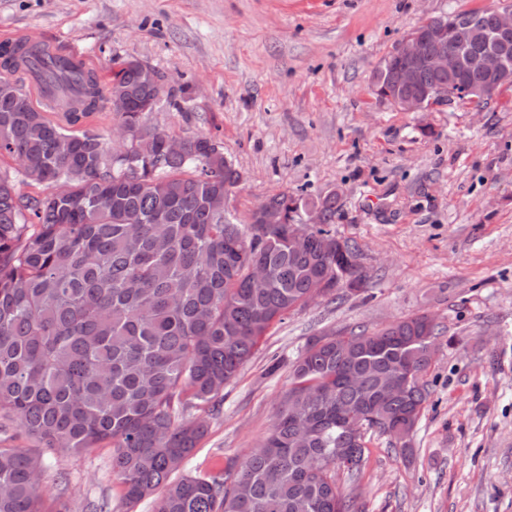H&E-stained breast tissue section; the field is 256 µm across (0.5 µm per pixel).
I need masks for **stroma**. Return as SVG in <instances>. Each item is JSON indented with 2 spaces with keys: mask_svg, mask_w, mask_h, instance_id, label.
I'll return each mask as SVG.
<instances>
[{
  "mask_svg": "<svg viewBox=\"0 0 512 512\" xmlns=\"http://www.w3.org/2000/svg\"><path fill=\"white\" fill-rule=\"evenodd\" d=\"M489 0H0V31L77 45L103 78L136 58L164 77L149 123L218 140L243 176L226 201L339 197L365 291L289 313L224 388L179 469L237 466L266 436L314 336L423 312L443 327L411 459L373 439L355 487L365 512H512V83L483 107L405 112L373 91L425 20ZM180 108H172V99ZM41 454L49 512H154L122 500L112 447Z\"/></svg>",
  "mask_w": 512,
  "mask_h": 512,
  "instance_id": "1",
  "label": "stroma"
}]
</instances>
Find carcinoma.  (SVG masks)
Here are the masks:
<instances>
[{"label":"carcinoma","mask_w":512,"mask_h":512,"mask_svg":"<svg viewBox=\"0 0 512 512\" xmlns=\"http://www.w3.org/2000/svg\"><path fill=\"white\" fill-rule=\"evenodd\" d=\"M0 45V159H20V174L45 182V196H21L0 174V418L46 449L73 453L112 443V471L123 499L157 496L155 512H363L340 488L359 479L371 436L412 452L411 437L429 393L424 375L442 330L416 314L375 332L331 333L309 342L292 365L293 381L274 424L239 468L215 467L174 479L206 436L217 410L263 336L319 294L333 302L346 256L326 248L336 237L337 196L283 193L285 212L313 206L323 223L288 243L291 225L244 224L226 213L224 191L240 172L206 135L169 153L139 112L159 92L125 59L105 82L95 70L54 64L41 54ZM400 63L384 57L377 88L398 90ZM458 75L425 70L419 89L451 88ZM66 112L51 120L29 82ZM124 94L119 109L113 92ZM110 112L128 132L125 150L77 125ZM152 140L155 160L132 162ZM266 283L257 286L253 268ZM416 375L404 393L385 398L381 379ZM365 425L354 444L350 421ZM354 455L347 466L336 460ZM37 455L0 448V512H43Z\"/></svg>","instance_id":"cac0c4a2"}]
</instances>
